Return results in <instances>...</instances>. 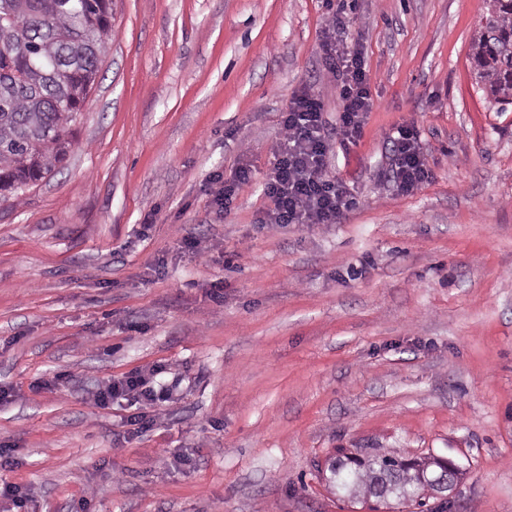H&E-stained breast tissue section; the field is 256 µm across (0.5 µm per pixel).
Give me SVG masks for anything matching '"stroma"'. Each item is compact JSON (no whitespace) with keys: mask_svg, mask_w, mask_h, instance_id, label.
Returning <instances> with one entry per match:
<instances>
[{"mask_svg":"<svg viewBox=\"0 0 512 512\" xmlns=\"http://www.w3.org/2000/svg\"><path fill=\"white\" fill-rule=\"evenodd\" d=\"M484 7L112 0L65 169L0 205V484L30 512H370L316 469L370 446L458 460L455 512H512V107L470 66ZM332 13L371 77L352 144ZM304 89L348 206L264 224L279 116ZM402 124L431 173L411 193L393 178ZM242 166L218 208L211 175ZM135 371L169 401L97 405Z\"/></svg>","mask_w":512,"mask_h":512,"instance_id":"1","label":"stroma"}]
</instances>
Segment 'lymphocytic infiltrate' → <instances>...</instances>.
<instances>
[{
	"label": "lymphocytic infiltrate",
	"instance_id": "1",
	"mask_svg": "<svg viewBox=\"0 0 512 512\" xmlns=\"http://www.w3.org/2000/svg\"><path fill=\"white\" fill-rule=\"evenodd\" d=\"M344 23L330 16L325 29L323 51L337 63L342 77L340 114L342 135L356 141L364 117L372 108L371 78L358 54L345 51L341 33ZM322 101L313 92L295 94L282 118L284 143L277 148V160L267 175L265 194L269 206L262 218L266 224H332L348 205V190L329 181L325 175L326 144L320 136ZM394 178L402 192L410 193L428 181L429 171L413 126L399 125L393 138ZM138 394L146 404L168 401L169 392L154 387L141 373L107 381L96 395L98 405L112 398Z\"/></svg>",
	"mask_w": 512,
	"mask_h": 512
}]
</instances>
